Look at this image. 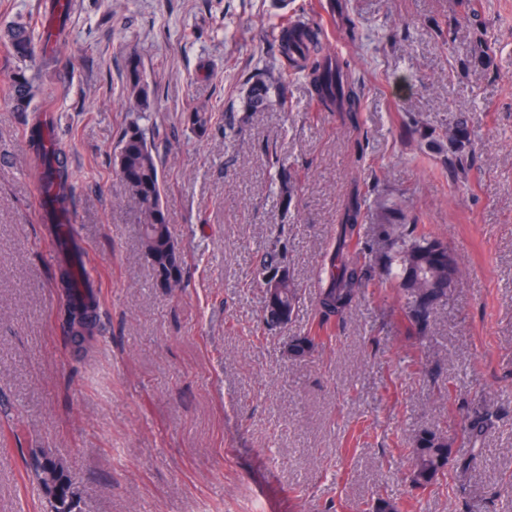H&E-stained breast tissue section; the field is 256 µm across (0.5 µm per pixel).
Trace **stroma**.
Returning a JSON list of instances; mask_svg holds the SVG:
<instances>
[{"label":"stroma","instance_id":"35a3bbf8","mask_svg":"<svg viewBox=\"0 0 512 512\" xmlns=\"http://www.w3.org/2000/svg\"><path fill=\"white\" fill-rule=\"evenodd\" d=\"M47 0H0V29L52 24ZM316 0H72L43 81L13 107L0 41V512H49L28 476L62 458L89 512H512V0H335L328 46L364 93L357 115L319 111L308 81L272 85L273 106L244 107L268 79L276 28ZM139 61L148 99L130 94ZM285 106H278V99ZM208 113L207 132L187 113ZM51 114L70 174L73 238L102 286L86 349L67 339L63 270L37 203L29 141ZM472 117L471 165L457 180L431 149ZM141 128L164 176L166 217L184 254L183 285L156 287L136 205L114 159ZM295 184L281 191L283 170ZM362 240L376 203L446 239L463 276L421 336L397 288L372 277L333 338L290 358L319 320L317 272L350 202ZM285 243L301 300L284 330L261 321L255 260ZM492 424L484 456L458 481L410 482L428 429L451 459L468 410Z\"/></svg>","mask_w":512,"mask_h":512}]
</instances>
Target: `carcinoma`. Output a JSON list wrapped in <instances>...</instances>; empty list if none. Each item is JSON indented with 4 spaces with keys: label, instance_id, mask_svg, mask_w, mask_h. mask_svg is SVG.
<instances>
[{
    "label": "carcinoma",
    "instance_id": "carcinoma-1",
    "mask_svg": "<svg viewBox=\"0 0 512 512\" xmlns=\"http://www.w3.org/2000/svg\"><path fill=\"white\" fill-rule=\"evenodd\" d=\"M7 38L11 55L17 63L12 72V82L17 91L18 105L23 108L32 84L42 77V73H31L27 66L35 53L29 26L21 24L9 28ZM278 47L283 59L277 76L278 83L283 84L288 76L302 73L308 79L320 109L349 113L359 111L361 85L352 77L348 62L336 58V53L330 51L319 23L295 20L282 27ZM269 103L266 84L256 83L249 88L247 108L256 112ZM470 134L469 115L461 113L453 125L452 135L448 137V153L452 155L451 161L459 180L466 178L469 172ZM33 137L41 151L42 186H56L54 202L64 212L68 210V176L56 159L48 157L42 136L35 133ZM116 164L122 181L137 204L141 249L146 261L152 265L162 260L165 250L175 247V242L166 219L162 172L157 156L140 128L136 127L125 134ZM361 208V202L357 199L350 204L346 222L341 225L338 250L319 271V277L324 282L318 297L319 328L322 330L329 329L332 318L348 310L369 283V253L364 248L346 252L348 242L358 234L357 221ZM378 229L376 252L379 254L382 276L399 288L403 300L401 311L405 319L419 334L424 335L430 328L435 306L448 299V289L443 284L450 280L456 283L460 278L457 256L445 239L419 230L416 224L401 222L398 212L394 210L385 213L384 223L378 225ZM258 275L260 287L275 280L280 288L277 299L263 305L264 322L269 327L287 328L300 296L276 249L271 248L261 255ZM83 318L84 305L71 303L67 326L74 342L82 339V335L75 331L74 321ZM328 340L329 337L318 334L294 336L289 339L288 354L294 359L310 356ZM489 425L490 416L478 411L464 422L461 436L475 449L457 463V475H466L477 465L480 449L476 448V444ZM448 462L447 440L428 429L419 431L412 448L411 482L414 488L426 489L445 474ZM30 477L45 490L51 512H83L80 493L62 459L50 455L40 457L32 464Z\"/></svg>",
    "mask_w": 512,
    "mask_h": 512
}]
</instances>
